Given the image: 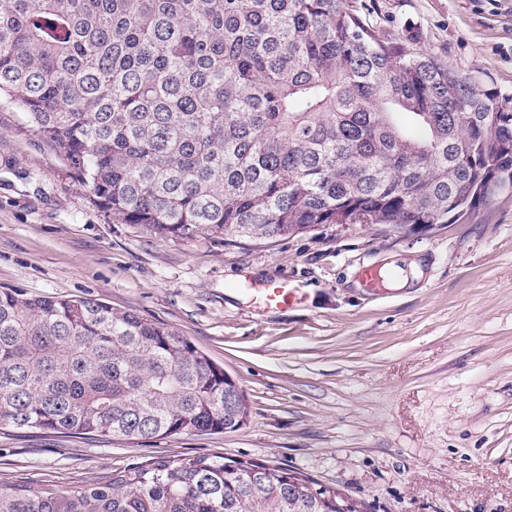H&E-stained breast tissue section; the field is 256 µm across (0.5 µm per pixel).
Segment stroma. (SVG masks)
<instances>
[{
    "label": "stroma",
    "instance_id": "stroma-1",
    "mask_svg": "<svg viewBox=\"0 0 512 512\" xmlns=\"http://www.w3.org/2000/svg\"><path fill=\"white\" fill-rule=\"evenodd\" d=\"M478 88L512 93V0H347ZM419 280L362 287V268ZM287 277L259 315L234 281ZM95 298L175 331L243 391L234 431L124 439L0 427V485L89 486L155 457L254 459L365 512H512V194L426 234L324 224L270 243L175 239L105 215L0 100V289Z\"/></svg>",
    "mask_w": 512,
    "mask_h": 512
}]
</instances>
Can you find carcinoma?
Listing matches in <instances>:
<instances>
[{"label":"carcinoma","instance_id":"obj_1","mask_svg":"<svg viewBox=\"0 0 512 512\" xmlns=\"http://www.w3.org/2000/svg\"><path fill=\"white\" fill-rule=\"evenodd\" d=\"M0 94L93 203L162 236L253 244L322 224H454L512 192V95L386 41L344 0H0ZM236 382L93 298L0 290V426L235 431ZM0 512H363L257 460L156 457Z\"/></svg>","mask_w":512,"mask_h":512}]
</instances>
